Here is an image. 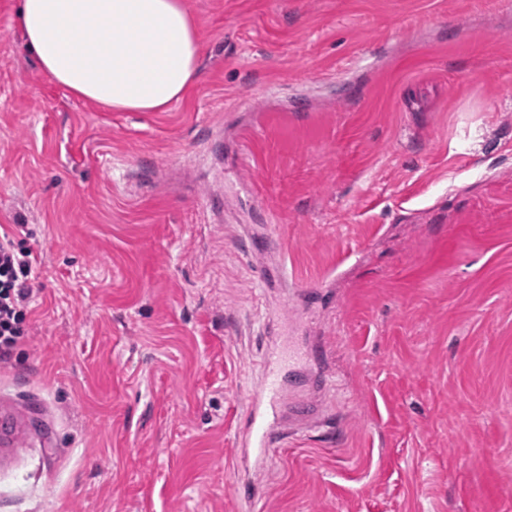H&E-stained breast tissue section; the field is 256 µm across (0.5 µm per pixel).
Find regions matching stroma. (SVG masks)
<instances>
[{"mask_svg":"<svg viewBox=\"0 0 512 512\" xmlns=\"http://www.w3.org/2000/svg\"><path fill=\"white\" fill-rule=\"evenodd\" d=\"M185 2L196 85L109 112L0 0V230L36 258L0 512H512V0ZM279 336L325 380L247 460Z\"/></svg>","mask_w":512,"mask_h":512,"instance_id":"obj_1","label":"stroma"}]
</instances>
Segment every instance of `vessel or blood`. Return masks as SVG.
Returning <instances> with one entry per match:
<instances>
[{
	"label": "vessel or blood",
	"instance_id": "vessel-or-blood-1",
	"mask_svg": "<svg viewBox=\"0 0 512 512\" xmlns=\"http://www.w3.org/2000/svg\"><path fill=\"white\" fill-rule=\"evenodd\" d=\"M312 354L300 348L278 349L266 355L261 364L260 381L248 398L244 425L240 431L243 449H264L273 439L271 416L277 415L288 383L303 375L302 367Z\"/></svg>",
	"mask_w": 512,
	"mask_h": 512
}]
</instances>
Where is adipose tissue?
<instances>
[{
  "label": "adipose tissue",
  "mask_w": 512,
  "mask_h": 512,
  "mask_svg": "<svg viewBox=\"0 0 512 512\" xmlns=\"http://www.w3.org/2000/svg\"><path fill=\"white\" fill-rule=\"evenodd\" d=\"M15 23L56 84L109 111H164L198 80L184 0H20Z\"/></svg>",
  "instance_id": "adipose-tissue-1"
}]
</instances>
